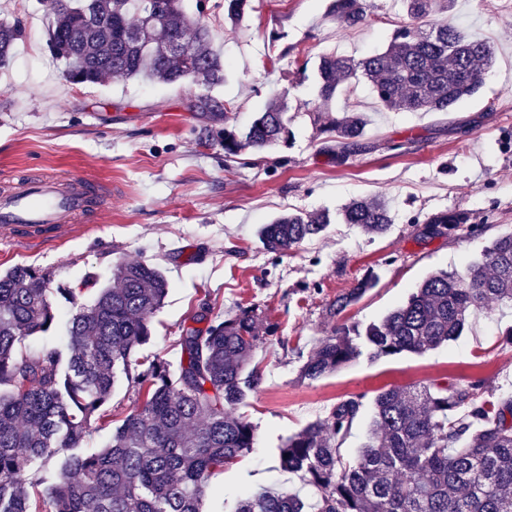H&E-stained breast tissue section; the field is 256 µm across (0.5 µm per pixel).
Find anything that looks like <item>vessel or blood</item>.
<instances>
[{"instance_id":"obj_1","label":"vessel or blood","mask_w":512,"mask_h":512,"mask_svg":"<svg viewBox=\"0 0 512 512\" xmlns=\"http://www.w3.org/2000/svg\"><path fill=\"white\" fill-rule=\"evenodd\" d=\"M0 234L28 245L58 240L81 231L93 193H104L90 175L72 171L65 178L44 174L25 183L0 175Z\"/></svg>"}]
</instances>
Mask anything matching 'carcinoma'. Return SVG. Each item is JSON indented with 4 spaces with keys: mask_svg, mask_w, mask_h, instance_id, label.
Segmentation results:
<instances>
[{
    "mask_svg": "<svg viewBox=\"0 0 512 512\" xmlns=\"http://www.w3.org/2000/svg\"><path fill=\"white\" fill-rule=\"evenodd\" d=\"M184 0H53L48 46L74 84L107 77L174 84L194 79L192 112L227 111L214 88L225 63L204 23ZM453 0H403L408 23L386 48L359 60L320 58L314 90L327 107L351 85L368 84L378 102L406 112H453L479 93L493 67L494 47L453 23H428ZM250 0H225L224 21L235 28ZM92 15L97 24L82 17ZM341 26L367 21L362 0H333L327 14ZM21 35L0 23V68L9 65ZM288 102L279 97L240 137L204 128L199 140L218 144L233 158L248 150L288 145ZM370 119L346 111L330 119L320 151L343 165L371 149ZM344 224L379 235L392 224L381 198L353 200ZM457 212L429 218L423 236L458 230ZM326 213L281 215L259 229L272 253L291 250L325 232ZM113 284L88 302L70 288H50V275L17 266L0 275V512H218L208 510L210 478L254 447L256 426L232 411L262 383L255 351L262 343L253 307L214 320L207 309L180 338L179 369L156 358L132 372L137 349L150 340L151 318L164 304L169 282L154 266L132 262L112 269ZM376 285L369 274L336 296V316ZM512 306V232L497 235L460 271L438 270L380 321L336 326L307 353L299 370L315 381L365 354L371 359L421 354L456 340L475 313L493 304ZM64 330L65 343L23 356L28 337ZM123 374L137 394L135 406L97 453L85 439L105 418L101 408ZM480 382L392 387L373 400L366 442L353 461L341 445L364 406V396L342 399L328 415L288 437L279 467L316 490H241L234 512H512V396L479 395ZM57 467L46 469L54 456Z\"/></svg>",
    "mask_w": 512,
    "mask_h": 512,
    "instance_id": "cac0c4a2",
    "label": "carcinoma"
}]
</instances>
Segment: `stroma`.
I'll list each match as a JSON object with an SVG mask.
<instances>
[{
  "label": "stroma",
  "mask_w": 512,
  "mask_h": 512,
  "mask_svg": "<svg viewBox=\"0 0 512 512\" xmlns=\"http://www.w3.org/2000/svg\"><path fill=\"white\" fill-rule=\"evenodd\" d=\"M371 17L356 28L327 21L330 0H251L236 32L224 26V0H209L205 21L227 62L218 92L227 111H188L195 82L149 83L108 78L73 85L47 47L51 0H0V22L22 14L41 20L23 28L9 65L0 70V171L57 176L76 169L107 186L94 208L97 228L29 249L0 239V273L31 266L53 283L79 289L89 301L112 282L124 261L160 268L169 281L152 336L138 358L159 357L178 367L180 338L199 308L224 317L240 306L257 308L263 374L257 392L235 416L257 428V444L225 466L210 485L234 498L243 487L275 485L309 495L303 481L279 468L288 437L324 418L337 401L373 396L395 386L481 381L486 394L512 392V309L472 316L454 342L421 354L379 360L360 357L316 381L299 378L302 352L340 323L379 320L431 272L459 269L489 240L512 231V0H454L440 21L488 38L496 62L477 97L453 112H402L379 106L360 86L369 112L367 137L375 150L336 166L320 151L312 80L322 55L359 59L384 48L407 21L401 0H366ZM281 33L271 43V33ZM286 95L294 137L287 146L249 151L228 161L221 147L197 144L203 127L245 133L270 98ZM486 140L473 139L475 131ZM383 196L392 225L383 235L332 223L320 237L290 252H268L261 224L288 212H338L355 199ZM465 213L476 234L422 238L429 217ZM374 274V288L337 316L328 307L358 279ZM135 392L119 377L104 407L110 424L84 448L98 452L112 440V421L133 407Z\"/></svg>",
  "instance_id": "stroma-1"
}]
</instances>
